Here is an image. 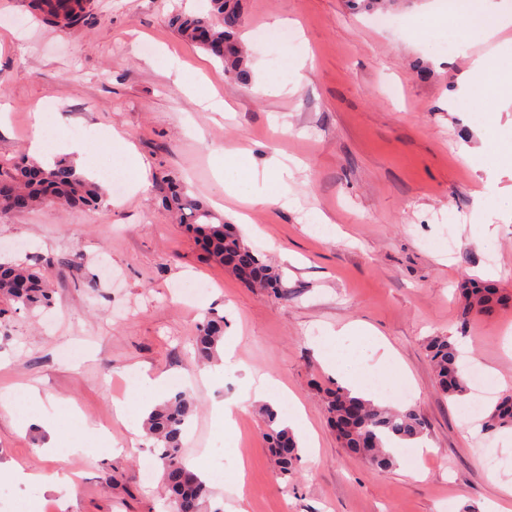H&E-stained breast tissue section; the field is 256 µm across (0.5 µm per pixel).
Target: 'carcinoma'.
<instances>
[{"label": "carcinoma", "mask_w": 512, "mask_h": 512, "mask_svg": "<svg viewBox=\"0 0 512 512\" xmlns=\"http://www.w3.org/2000/svg\"><path fill=\"white\" fill-rule=\"evenodd\" d=\"M205 16L174 14L170 25L184 40L206 50L224 65L230 76L245 74V56L236 40L243 24L237 0H209ZM31 11L45 20L55 18L62 28L71 29L89 18L81 0H29ZM164 208L173 213L177 223L185 225L195 240L203 244L208 260L231 270L248 285L278 293L280 274L245 244L224 216L190 195L176 177L165 176ZM106 197V189L97 181L79 173L76 166L57 162L44 166L34 159L23 158L14 173L0 180V214L19 210L15 200L27 201L28 208L45 205L61 211L94 208ZM461 318L481 315L512 302V296L475 281L460 288ZM52 302L51 286L39 269L24 264H0V316L14 307L28 311L47 308ZM224 345V318L213 317L201 325L195 339V353L201 361L219 358ZM425 349L434 368L439 392L446 398L463 395L466 390L464 365L456 344L447 336H431ZM323 403L330 424L342 447L377 470L393 466L394 459L386 448L392 438L416 440L426 435L427 424L414 408L397 410L376 405L351 395L346 388L330 382L322 387ZM195 412L194 400L185 392L157 405L144 421L146 435L160 448L164 468L163 480L176 512H202L209 495L208 487L186 465L181 456L189 420ZM261 414L272 455L281 478L293 476L300 457L291 431L277 423V413L265 405ZM512 426V397H505L491 410L485 428L496 430Z\"/></svg>", "instance_id": "1"}]
</instances>
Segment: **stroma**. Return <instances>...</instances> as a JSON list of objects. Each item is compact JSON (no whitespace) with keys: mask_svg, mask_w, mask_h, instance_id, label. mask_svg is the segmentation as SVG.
Returning a JSON list of instances; mask_svg holds the SVG:
<instances>
[{"mask_svg":"<svg viewBox=\"0 0 512 512\" xmlns=\"http://www.w3.org/2000/svg\"><path fill=\"white\" fill-rule=\"evenodd\" d=\"M241 6L249 62L235 79L167 23L203 12V0H95L92 18L68 30L43 24L28 0H0V175L31 155L38 108L54 160L64 158L54 135L62 127L79 132L96 171L110 169L104 134L114 130L147 168L146 187L116 204L0 215V261L39 264L53 289L51 308L0 319V387L15 389L0 399V460L70 473L49 493L0 481L9 493L0 512H173L153 440L136 415L118 418L113 407L142 370L196 400L185 458L212 473L210 512H512V430L471 423L469 396L441 397L424 349L427 337L450 336L495 397L512 394V307L465 323L455 298L466 279L512 295V165L497 159L512 137V105L485 110L465 95L484 43L456 19L438 27L440 0H397L392 31L365 0ZM277 18L295 21L299 38L270 40ZM306 52L312 64L295 70ZM268 80L283 92L266 94ZM213 98L231 113L209 109ZM218 147L258 163L288 158L295 207L227 196L213 170ZM166 173L225 223L249 215L239 230L280 273V294L206 260L161 206ZM318 212L332 232L314 222ZM189 281L206 291L185 297ZM216 315L234 354L207 378L193 342ZM349 325L369 337L343 335ZM378 338L393 362H381ZM68 347L79 355L63 357ZM347 371L425 419L429 452L407 451L414 473L374 470L337 443L316 387L343 383ZM262 375L300 401L316 434L289 482L276 473L259 403L245 395ZM30 387L37 400H27ZM223 400L236 404L235 430L214 414ZM32 411L67 434L53 459L37 460L44 435L22 427ZM239 472L240 488L230 483Z\"/></svg>","mask_w":512,"mask_h":512,"instance_id":"35a3bbf8","label":"stroma"}]
</instances>
